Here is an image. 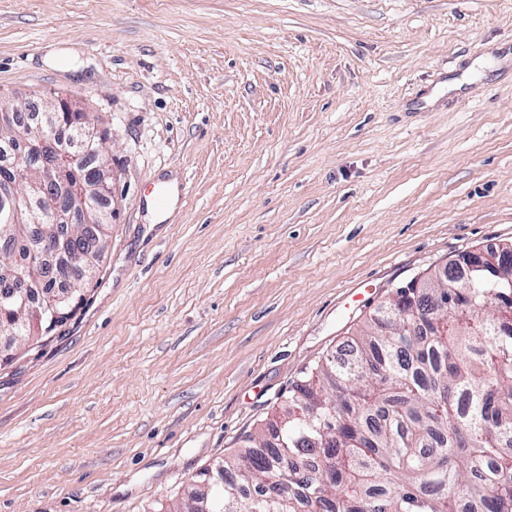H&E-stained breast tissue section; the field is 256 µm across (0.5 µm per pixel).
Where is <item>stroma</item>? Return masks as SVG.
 <instances>
[{
	"label": "stroma",
	"instance_id": "1",
	"mask_svg": "<svg viewBox=\"0 0 512 512\" xmlns=\"http://www.w3.org/2000/svg\"><path fill=\"white\" fill-rule=\"evenodd\" d=\"M54 97L114 211L86 305L0 360V512L179 503L397 286L512 246V0H0V99Z\"/></svg>",
	"mask_w": 512,
	"mask_h": 512
}]
</instances>
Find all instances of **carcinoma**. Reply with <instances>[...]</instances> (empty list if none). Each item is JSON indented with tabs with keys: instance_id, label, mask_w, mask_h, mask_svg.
I'll return each mask as SVG.
<instances>
[{
	"instance_id": "1",
	"label": "carcinoma",
	"mask_w": 512,
	"mask_h": 512,
	"mask_svg": "<svg viewBox=\"0 0 512 512\" xmlns=\"http://www.w3.org/2000/svg\"><path fill=\"white\" fill-rule=\"evenodd\" d=\"M30 106L0 115V137L32 125ZM98 132L74 133L82 167L68 183L95 179ZM44 153L16 158L0 150V178L17 168L36 175ZM28 214L8 221L0 206V266L29 282L65 290L70 267L57 260L51 277L39 256L56 255L70 234L74 245L105 249L106 230L82 236L85 218L55 220L46 198L32 196ZM466 284L465 299L442 307L448 285ZM351 338L348 356L304 372L282 413L288 426L275 446L264 436L198 475L196 490L174 512H512V327L499 326L498 304L512 297V266L468 272L462 267L437 288H396ZM85 300L80 290L46 315L41 306L19 320L0 319V333L39 340L66 324ZM416 304L418 315L393 312Z\"/></svg>"
}]
</instances>
